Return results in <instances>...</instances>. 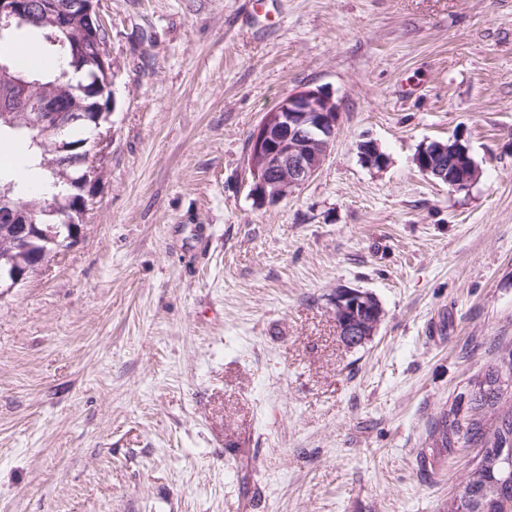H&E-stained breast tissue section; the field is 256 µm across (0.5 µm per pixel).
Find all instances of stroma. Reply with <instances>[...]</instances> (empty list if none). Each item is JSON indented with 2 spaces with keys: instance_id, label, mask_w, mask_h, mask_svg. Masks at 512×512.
<instances>
[{
  "instance_id": "obj_1",
  "label": "stroma",
  "mask_w": 512,
  "mask_h": 512,
  "mask_svg": "<svg viewBox=\"0 0 512 512\" xmlns=\"http://www.w3.org/2000/svg\"><path fill=\"white\" fill-rule=\"evenodd\" d=\"M114 74L82 233L0 290V512H445L441 409L512 347V0H98ZM339 108L259 204L249 137ZM458 140L454 191L416 151ZM384 153L362 163L359 143ZM382 321L347 348L328 297ZM338 107L319 88H303L266 112L250 136L246 165L260 204L292 195L320 169L336 131ZM430 162L428 166H422L423 173L427 176H435L443 179V183L448 184V187L455 189L457 191H462L467 189L471 183L473 182L472 178H470L468 170L470 169V164L464 163L462 165H456V169L453 171H449V167L445 170L440 168H435ZM465 165V166H464ZM448 172V175H446Z\"/></svg>"
}]
</instances>
